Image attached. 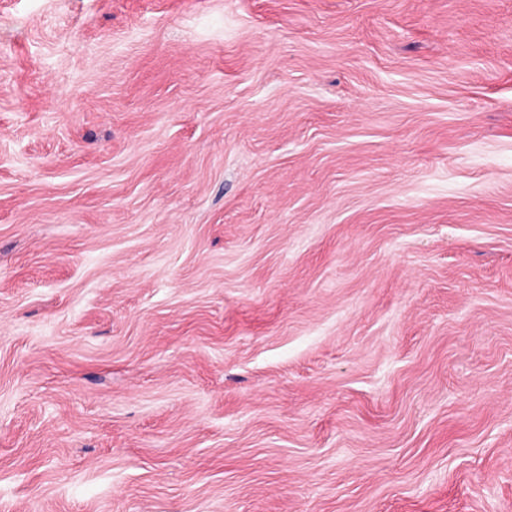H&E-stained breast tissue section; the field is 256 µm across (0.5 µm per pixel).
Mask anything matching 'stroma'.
<instances>
[{"label":"stroma","mask_w":512,"mask_h":512,"mask_svg":"<svg viewBox=\"0 0 512 512\" xmlns=\"http://www.w3.org/2000/svg\"><path fill=\"white\" fill-rule=\"evenodd\" d=\"M0 512H512V0H0Z\"/></svg>","instance_id":"1"}]
</instances>
